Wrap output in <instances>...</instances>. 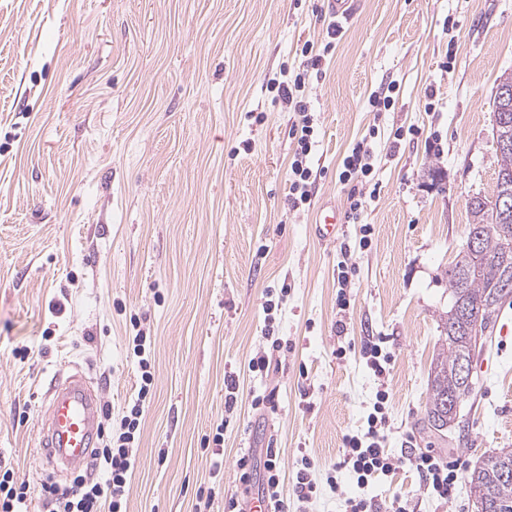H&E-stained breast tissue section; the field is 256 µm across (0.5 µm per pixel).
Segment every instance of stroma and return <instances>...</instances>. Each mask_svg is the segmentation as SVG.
Masks as SVG:
<instances>
[{"instance_id":"1","label":"stroma","mask_w":512,"mask_h":512,"mask_svg":"<svg viewBox=\"0 0 512 512\" xmlns=\"http://www.w3.org/2000/svg\"><path fill=\"white\" fill-rule=\"evenodd\" d=\"M331 22L326 0H0V466L33 488L28 512H44L42 483L70 482L37 454L50 381H93L111 438L137 397V328L154 388L127 512H228L262 490L244 489L238 456L267 447L285 476L301 457L316 464L320 494L302 504L283 486L288 512H346L356 485L325 481L380 390L394 455L430 451L469 472L512 448V303L473 365L462 429L425 423L468 202L496 184L512 0H358L306 86L316 180L294 210L296 116L266 79L304 69L302 46L330 42ZM392 82V108L375 111L372 92ZM361 141L375 194L359 223L320 241L318 210H346L339 164ZM369 340L389 356L383 376L362 356ZM260 352L263 375L249 369ZM228 375L240 384L230 408ZM267 393L271 408L254 410ZM362 492L383 508L398 494L415 512H476L466 483L439 501L405 466ZM511 90V74L506 73L497 84V89L495 91L496 103H494V131L496 136V144L497 148L501 149L506 147L508 144L504 141L502 137H500L499 128L504 126L505 115L501 112L500 105L503 108H507L508 112L511 115V125L510 127L503 129L502 133L507 134L512 142V93L508 96L506 100L500 102V100L504 97L503 93ZM500 103V105H499Z\"/></svg>"}]
</instances>
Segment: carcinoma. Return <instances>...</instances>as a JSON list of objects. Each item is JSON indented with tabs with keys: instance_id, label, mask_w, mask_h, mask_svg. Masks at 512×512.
I'll return each instance as SVG.
<instances>
[{
	"instance_id": "cac0c4a2",
	"label": "carcinoma",
	"mask_w": 512,
	"mask_h": 512,
	"mask_svg": "<svg viewBox=\"0 0 512 512\" xmlns=\"http://www.w3.org/2000/svg\"><path fill=\"white\" fill-rule=\"evenodd\" d=\"M499 166L494 193L512 198V149L499 152ZM469 232L488 229L482 250L459 252L448 271L451 301L448 319L442 329L443 352L433 362L427 424L439 431L459 424L457 413L445 410L444 401L453 394L466 401L473 388L462 387L459 366L474 362L483 346L471 336L472 326L492 335L504 303L512 299V288H503L512 279V211L498 224L487 223L488 210L481 200L469 204ZM512 463V449L504 448L487 457L470 473L467 483L471 496L485 504L486 512H512V479L502 477L504 461Z\"/></svg>"
}]
</instances>
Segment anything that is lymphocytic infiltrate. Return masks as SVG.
I'll return each mask as SVG.
<instances>
[{
    "label": "lymphocytic infiltrate",
    "mask_w": 512,
    "mask_h": 512,
    "mask_svg": "<svg viewBox=\"0 0 512 512\" xmlns=\"http://www.w3.org/2000/svg\"><path fill=\"white\" fill-rule=\"evenodd\" d=\"M301 52L307 59V70L296 73L283 70L268 78L266 83L267 90L274 92L279 102L298 116L292 127L296 148L289 172V202L296 209L310 204L315 183L310 156L316 144V125L306 95L307 72L320 70L327 56L326 50L314 48L309 43L303 45ZM132 350L141 372L137 398L130 411L122 416L109 443L93 451V465L104 472L105 481L93 482L79 475L68 487L47 486L44 498L46 512H126L130 477L136 465L143 406L154 381L149 361L150 337L136 333L132 338ZM386 401L385 392H378L362 431L347 437L343 457L336 465L338 472H347L357 486L363 488L375 477L393 473L406 460L424 480L432 496L448 499L462 481L463 470L458 463L430 453H411L401 459L383 448L381 432L386 423ZM277 457V451L273 448L265 449L260 456L247 451L239 456L236 466L243 485H251L254 477H261L262 497L268 503L269 512H287L281 491L283 476L277 465Z\"/></svg>",
    "instance_id": "obj_1"
}]
</instances>
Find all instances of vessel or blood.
Segmentation results:
<instances>
[{"mask_svg": "<svg viewBox=\"0 0 512 512\" xmlns=\"http://www.w3.org/2000/svg\"><path fill=\"white\" fill-rule=\"evenodd\" d=\"M339 223L336 208H329L315 225L314 233L322 241H334ZM47 400L39 443L44 457L55 465L81 467L90 457L100 431L101 400L97 390L78 372L53 379Z\"/></svg>", "mask_w": 512, "mask_h": 512, "instance_id": "vessel-or-blood-1", "label": "vessel or blood"}]
</instances>
